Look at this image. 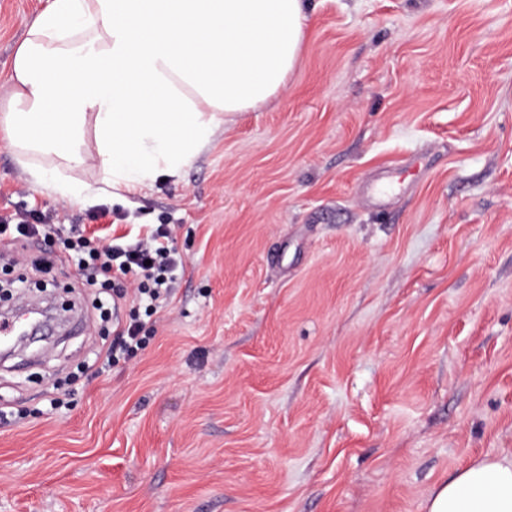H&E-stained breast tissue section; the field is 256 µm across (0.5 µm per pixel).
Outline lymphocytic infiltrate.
<instances>
[{
  "instance_id": "lymphocytic-infiltrate-1",
  "label": "lymphocytic infiltrate",
  "mask_w": 512,
  "mask_h": 512,
  "mask_svg": "<svg viewBox=\"0 0 512 512\" xmlns=\"http://www.w3.org/2000/svg\"><path fill=\"white\" fill-rule=\"evenodd\" d=\"M170 238L171 230L164 224L134 241L116 238L96 244L79 236L67 241L63 260L76 267L83 285L99 286L102 320H109L113 303L130 293L144 303L150 317L169 299L183 267L181 256L169 245ZM107 270L119 273L120 281L99 282V274Z\"/></svg>"
}]
</instances>
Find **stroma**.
<instances>
[{
  "label": "stroma",
  "mask_w": 512,
  "mask_h": 512,
  "mask_svg": "<svg viewBox=\"0 0 512 512\" xmlns=\"http://www.w3.org/2000/svg\"><path fill=\"white\" fill-rule=\"evenodd\" d=\"M300 61L177 178L68 203L0 141V287L78 329L0 363V512H424L512 449V0H305ZM48 0H0V103ZM423 173L366 199L410 165ZM174 227L145 345L111 336L70 228ZM15 223H11V220L7 218H0V236L10 232L15 235V238L30 239L40 236H46L47 231L52 229L54 224H47L50 217L41 218L36 224L31 223L26 216H20Z\"/></svg>",
  "instance_id": "obj_1"
}]
</instances>
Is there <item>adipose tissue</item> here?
<instances>
[{
    "instance_id": "ef3b65f1",
    "label": "adipose tissue",
    "mask_w": 512,
    "mask_h": 512,
    "mask_svg": "<svg viewBox=\"0 0 512 512\" xmlns=\"http://www.w3.org/2000/svg\"><path fill=\"white\" fill-rule=\"evenodd\" d=\"M306 20L304 0H50L13 55L0 137L65 201L94 195L70 175L93 160L116 192L179 176L225 115L285 88ZM424 510L512 512V452L473 460Z\"/></svg>"
}]
</instances>
